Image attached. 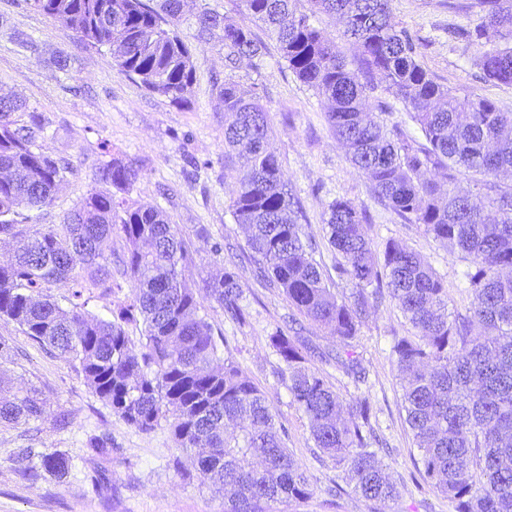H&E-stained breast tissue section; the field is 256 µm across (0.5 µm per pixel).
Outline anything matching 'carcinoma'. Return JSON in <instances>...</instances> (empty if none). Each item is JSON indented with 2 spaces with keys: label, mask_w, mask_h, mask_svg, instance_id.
<instances>
[{
  "label": "carcinoma",
  "mask_w": 512,
  "mask_h": 512,
  "mask_svg": "<svg viewBox=\"0 0 512 512\" xmlns=\"http://www.w3.org/2000/svg\"><path fill=\"white\" fill-rule=\"evenodd\" d=\"M72 30L85 45L105 47L113 68L150 93L188 102L194 83L193 49L176 32L185 0H28ZM249 18L265 27L288 69L327 105L330 129L378 201L467 263L471 293L464 314L448 316V286L416 252L388 240L372 248L371 217L351 200L327 206L328 245L336 273L353 284L337 296L305 236L307 216L284 178L271 143L268 112L233 81L224 82V167L237 172L229 209L247 231L243 258L256 276L280 288L299 315L343 340L355 339L372 309L394 301L411 325L391 346L403 386L406 423L419 451V476L454 503L455 512H512V186L499 180L512 169V112L479 95L463 98L436 82L419 60L408 31L391 22V0H243ZM486 25L456 35L475 51L484 79L512 84V0H476ZM344 24L355 46L346 62L336 40L316 26L317 14ZM196 39L224 49V67L259 59L265 44L250 26L208 9L195 15ZM504 43L486 39L487 28ZM381 84L400 99L415 127H387L367 108ZM44 125L23 101H0V242L24 247L0 261V317L18 324L82 376L89 389L129 426L147 433L165 424L178 447L202 449V483L224 494L225 512H271V505L306 500L307 476L288 452L287 431L276 426L266 393L230 357H221L212 327L199 315L189 253L162 210L116 193H130L136 170L111 157L95 172V186L62 224H30L21 205H52L67 163L35 151ZM445 171L446 183L429 177ZM469 175L478 194L458 186ZM125 243L116 256L104 244ZM70 284L62 306L45 286ZM133 288L107 320L87 310L85 292L110 297ZM208 295L239 324L242 288L237 273L205 281ZM142 326L131 343L125 325ZM270 345L284 363V382L307 417L315 447L346 467L364 498L386 502L396 486L371 449L372 409L341 401L321 373L305 366L304 343L277 332ZM344 372L365 377L353 352L321 353ZM44 401L29 388L0 396V424L37 421ZM18 472L63 477L69 459L23 448Z\"/></svg>",
  "instance_id": "cac0c4a2"
}]
</instances>
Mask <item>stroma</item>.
I'll return each instance as SVG.
<instances>
[{
	"instance_id": "stroma-1",
	"label": "stroma",
	"mask_w": 512,
	"mask_h": 512,
	"mask_svg": "<svg viewBox=\"0 0 512 512\" xmlns=\"http://www.w3.org/2000/svg\"><path fill=\"white\" fill-rule=\"evenodd\" d=\"M464 2L392 0L393 21L419 44L420 60L435 81L459 96L492 98L512 112V85L485 80L464 42L448 35L451 28L485 22L478 9L463 11ZM203 5L237 22L247 19L243 0H190L179 32L193 45L195 81L189 102L179 105L119 74L107 51L85 47L63 24L33 10L28 0H0V94L36 108L46 127L37 150L71 164L53 205L34 212L33 221L63 223L92 188L96 168L110 156L132 164L138 177L131 199L163 210L187 239L201 315L215 335L224 337L244 374L267 393L277 424L288 432L287 447L309 479L307 500L274 504V512H455L448 498L420 482L413 465L416 446L390 354L392 336L411 329L391 302L370 313L353 343L366 383L354 384L335 361L321 359V352L340 347L327 329L305 319L299 338L312 348L308 366L327 376L344 403L357 397L371 402L372 425L382 443L378 456L397 484V496L384 504L365 500L347 471L315 447L304 413L280 380L283 364L269 341L276 330L289 329L293 310L281 291L239 266L245 233L229 210L236 174L224 166V103L217 84L234 78L268 111L272 145L306 210L303 231L317 241L316 258L325 271L331 274L334 258L324 213L329 202L342 196L370 211L368 235L374 249L383 250L392 239L428 261L448 284L452 314L469 305L466 264L419 225L377 204L369 182L333 137L325 103L296 79L277 49L258 63L242 61L231 72L224 68L219 46L195 42V15ZM59 49L70 57L64 70L49 63ZM234 267L243 289L241 324L228 319L205 290L209 275ZM0 384L15 391L37 388L45 406L39 421L0 425V512H224L223 494L201 483L190 453L177 447L168 427L142 433L127 425L69 364L4 317ZM95 437L110 439L109 453L90 448ZM22 448L57 452L70 457L73 466L64 478L44 472L29 482L16 470L15 456ZM98 470L107 472L109 485L94 486Z\"/></svg>"
}]
</instances>
